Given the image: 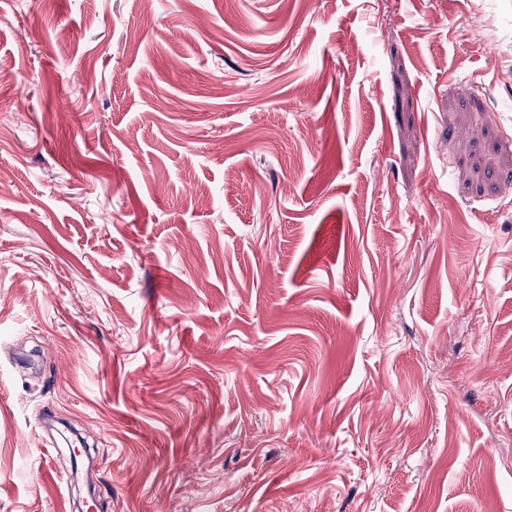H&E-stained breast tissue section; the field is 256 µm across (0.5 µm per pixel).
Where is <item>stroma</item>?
Instances as JSON below:
<instances>
[{
  "mask_svg": "<svg viewBox=\"0 0 512 512\" xmlns=\"http://www.w3.org/2000/svg\"><path fill=\"white\" fill-rule=\"evenodd\" d=\"M0 512H512V0H0Z\"/></svg>",
  "mask_w": 512,
  "mask_h": 512,
  "instance_id": "stroma-1",
  "label": "stroma"
}]
</instances>
